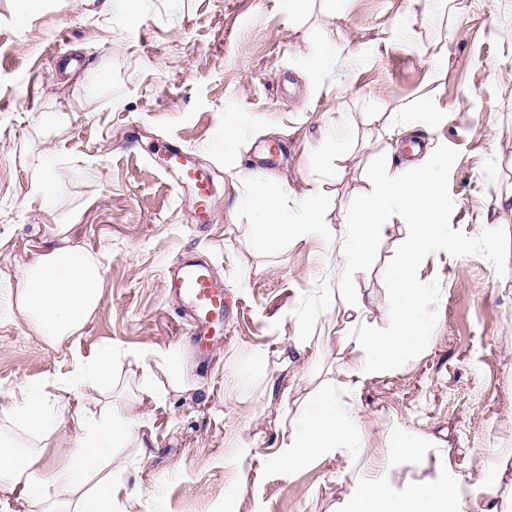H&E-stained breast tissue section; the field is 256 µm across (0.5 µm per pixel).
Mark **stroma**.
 <instances>
[{"label": "stroma", "instance_id": "1", "mask_svg": "<svg viewBox=\"0 0 512 512\" xmlns=\"http://www.w3.org/2000/svg\"><path fill=\"white\" fill-rule=\"evenodd\" d=\"M0 0V276L18 279L56 225L100 255V306L81 336L55 349L25 335L0 298V392L51 388L75 361L110 345L155 367L171 351L194 387L139 401L141 370L115 365V404L133 402L147 451L115 450L124 512H333L358 473L336 456L285 474L274 459L304 397L343 379L338 337L349 334L331 275L347 204L361 201L379 156L409 159L394 126L420 112L425 147L447 150L438 177L458 253L425 256L429 342L400 367L362 379L355 402L364 455L389 463L387 433L441 446L463 485L483 473L512 486V0ZM79 59L58 68L55 46ZM344 47L346 70L315 76L322 49ZM236 133L233 150L224 130ZM345 152L318 154L324 136ZM180 142L213 181L212 221L197 223L190 188H176L147 153ZM53 206L31 195L42 170ZM300 201L324 190L322 231L268 253L251 243L256 214L243 174ZM404 246L394 227L367 273L349 283L368 298L364 326L391 329L385 275ZM206 255L230 303L214 361L181 336L163 281L178 257ZM309 318L307 367L277 376L287 400L244 377L252 348L281 350ZM254 437L245 475L224 465V441Z\"/></svg>", "mask_w": 512, "mask_h": 512}]
</instances>
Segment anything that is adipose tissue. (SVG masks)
Wrapping results in <instances>:
<instances>
[{
  "label": "adipose tissue",
  "mask_w": 512,
  "mask_h": 512,
  "mask_svg": "<svg viewBox=\"0 0 512 512\" xmlns=\"http://www.w3.org/2000/svg\"><path fill=\"white\" fill-rule=\"evenodd\" d=\"M440 155L425 152L404 168L381 161L369 175L370 191L361 205L345 215L332 270L337 278L366 273L376 246L395 224H403L405 244L398 263L388 271L392 284V329L388 335L361 334L339 339L341 351L356 350V362L347 364L343 383H323L304 403L291 424L286 440L276 453L278 464L293 473L319 458L343 455L359 460L363 454L362 427L354 403L344 392H357L362 378L402 365L429 338L428 289L422 288L415 271L431 250L447 247L443 233L447 200L436 176ZM249 196L257 212L252 242L272 251L289 242L305 240L319 227L323 189H308L297 209H290L283 193L265 182L245 176ZM66 225H57L54 244L26 265L10 307L27 331L52 344L80 335L100 303L103 266L100 258L72 245ZM112 349L76 360L62 381L65 392L88 387L98 389L104 401L99 414L71 410L73 433L61 440L59 412L41 393H0V416L23 432L24 453L0 450V504L10 512H121L115 497L112 470L117 448H146L150 442L138 417L127 415L111 401ZM167 378L156 383V373ZM193 367L186 359L163 361L158 370H144L143 396L157 399L167 392H182L193 383ZM393 467L417 455L426 474L420 479L397 482L391 469L355 480L338 512H499L496 492L481 483L463 491L445 457L431 451L416 452L406 433H389ZM66 444L62 464L41 463V451Z\"/></svg>",
  "instance_id": "1"
}]
</instances>
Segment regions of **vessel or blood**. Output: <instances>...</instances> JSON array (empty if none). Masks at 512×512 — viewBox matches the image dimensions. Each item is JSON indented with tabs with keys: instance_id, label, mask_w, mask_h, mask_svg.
Here are the masks:
<instances>
[{
	"instance_id": "b4317fda",
	"label": "vessel or blood",
	"mask_w": 512,
	"mask_h": 512,
	"mask_svg": "<svg viewBox=\"0 0 512 512\" xmlns=\"http://www.w3.org/2000/svg\"><path fill=\"white\" fill-rule=\"evenodd\" d=\"M166 171L173 173L178 184L193 191L198 217H205L212 198V181L180 143L171 140L159 149ZM168 293L179 299L190 322L187 330L194 346L207 350L215 336L222 334L227 310L224 282L217 278L210 264L202 259L183 257L170 271L165 282Z\"/></svg>"
}]
</instances>
